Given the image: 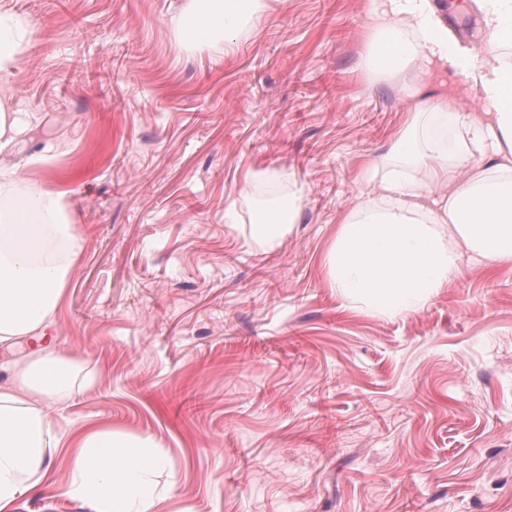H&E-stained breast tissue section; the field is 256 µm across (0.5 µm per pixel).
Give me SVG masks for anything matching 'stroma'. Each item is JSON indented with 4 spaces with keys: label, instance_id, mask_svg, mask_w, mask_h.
<instances>
[{
    "label": "stroma",
    "instance_id": "35a3bbf8",
    "mask_svg": "<svg viewBox=\"0 0 512 512\" xmlns=\"http://www.w3.org/2000/svg\"><path fill=\"white\" fill-rule=\"evenodd\" d=\"M476 47L470 0H433ZM191 0H0L32 36L0 100L28 120L20 187L66 189L85 238L47 341L92 383L62 430L151 439L156 512H512V264L462 258L416 311L380 316L325 256L411 109L365 65L370 0H265L227 54L187 44ZM299 219L251 238V171ZM70 451L12 512H91Z\"/></svg>",
    "mask_w": 512,
    "mask_h": 512
}]
</instances>
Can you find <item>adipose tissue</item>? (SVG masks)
Returning <instances> with one entry per match:
<instances>
[{
  "instance_id": "adipose-tissue-1",
  "label": "adipose tissue",
  "mask_w": 512,
  "mask_h": 512,
  "mask_svg": "<svg viewBox=\"0 0 512 512\" xmlns=\"http://www.w3.org/2000/svg\"><path fill=\"white\" fill-rule=\"evenodd\" d=\"M262 0H194L182 20L192 45L231 48ZM366 66L402 78L413 104L381 163L369 164L363 190L342 222L325 264L334 286L376 311L398 316L422 307L470 257L488 266L512 263V0H483L481 56L455 41L431 0H375L366 15ZM29 21L0 12V79L26 51ZM462 72L476 110L460 111L432 94L434 69ZM486 158L476 174L449 182V168ZM298 216L289 193L255 205L254 242L278 241ZM85 240L67 191L32 184L0 167V348L53 326ZM84 360L53 346L13 363L0 384V512L38 486L50 458L67 444L66 493L93 512H153L162 493L154 473L166 461L150 439L88 428L62 435L54 412L85 387Z\"/></svg>"
}]
</instances>
